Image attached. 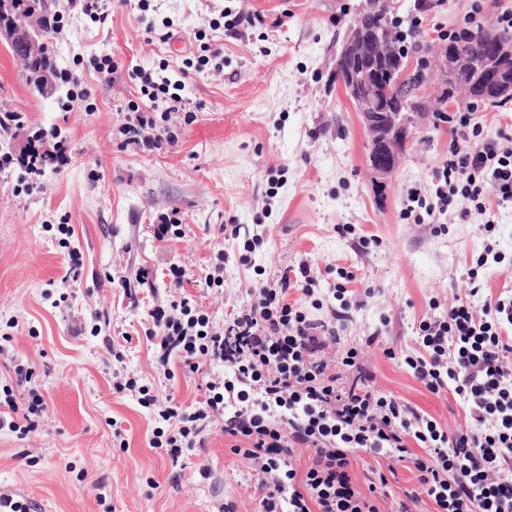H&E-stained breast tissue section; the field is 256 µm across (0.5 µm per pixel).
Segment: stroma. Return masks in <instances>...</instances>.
<instances>
[{"label": "stroma", "mask_w": 512, "mask_h": 512, "mask_svg": "<svg viewBox=\"0 0 512 512\" xmlns=\"http://www.w3.org/2000/svg\"><path fill=\"white\" fill-rule=\"evenodd\" d=\"M389 20L422 10L430 24L423 42L436 53L446 40L433 24H455L471 6L497 29L498 9L512 0H386ZM106 21L49 0L48 30L57 69L79 74L87 100L40 96L24 66L0 44V113L17 112L19 125L0 129V388L25 404L38 386L48 411L26 436L0 430V495L26 502L32 512H253L256 474L230 450L221 424L205 435L202 451L172 459L150 445L155 422L132 393L117 392V364L153 388L159 399L195 406L205 373L164 376L149 337L150 313L184 294L209 312L215 326L249 298L259 277L305 262L320 290L354 275L357 301L341 330L363 348L376 387L427 413L449 433L466 431L468 415L451 393L434 394L400 361L415 349V328L432 303L468 299L472 284L498 294L512 284V203L460 219L461 195L444 214L408 217L412 194L430 198L435 170L448 156L454 117L469 115L490 140L512 136V99L490 105L448 102V121L432 110L443 88H423L425 109L394 174H372L361 116L336 77V52L349 25L370 0H103ZM243 15L235 27L229 16ZM224 47L222 69L207 68L187 83L185 111L165 126L177 136L162 150L124 141L123 127L141 85L138 65L160 75L162 60L182 62L205 46ZM112 56L120 69L102 80L93 62ZM48 133L41 143L32 136ZM52 155L41 188L28 190L17 163L29 145ZM179 212L184 235L159 237L161 216ZM493 221L495 231L482 226ZM261 225L263 244L240 265L243 243L221 225ZM493 243L504 261L476 269ZM226 254L224 285L205 276ZM188 271L182 292L167 269ZM76 269V281L66 280ZM383 345L366 346L372 334ZM30 364L31 384L18 383L15 363ZM208 466L200 475V466ZM388 485L376 494L379 512H396L418 493L412 463L360 454L352 476L367 489L377 473Z\"/></svg>", "instance_id": "obj_1"}]
</instances>
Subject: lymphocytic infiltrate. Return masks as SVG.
Masks as SVG:
<instances>
[{
	"instance_id": "1",
	"label": "lymphocytic infiltrate",
	"mask_w": 512,
	"mask_h": 512,
	"mask_svg": "<svg viewBox=\"0 0 512 512\" xmlns=\"http://www.w3.org/2000/svg\"><path fill=\"white\" fill-rule=\"evenodd\" d=\"M221 47L197 62H183L178 80L142 78L141 94L151 111L176 112L186 81L223 56ZM434 201L444 207L449 188H460L467 206L487 210L489 199L512 202V145L483 137L479 127L462 133L433 175ZM335 285L331 304L315 299L308 263L285 267L276 279L250 289V299L215 327L209 313L183 297L152 311L159 364L171 375L172 361L198 373L214 360L224 375L207 381L201 406L162 401L125 369L113 370L114 386L137 392L138 403L161 424L152 447L172 460L205 444L215 420L224 423L231 450L254 467V512H379L351 476L355 452L412 461L422 492L435 512H512V289L497 296L471 288L459 301L420 321L417 352L404 365L431 392L452 388L465 405L469 429L448 434L432 417L378 390L358 348L339 334L353 303ZM326 309L325 317L315 312ZM334 356H327V349ZM45 400L31 392L26 410L13 397L0 402V429L28 434L37 429ZM420 454H412L411 446ZM309 450L305 470L293 462Z\"/></svg>"
}]
</instances>
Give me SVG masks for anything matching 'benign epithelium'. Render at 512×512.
<instances>
[{
  "label": "benign epithelium",
  "instance_id": "1",
  "mask_svg": "<svg viewBox=\"0 0 512 512\" xmlns=\"http://www.w3.org/2000/svg\"><path fill=\"white\" fill-rule=\"evenodd\" d=\"M23 45L30 55L47 46L46 33L35 18H15L11 0H0V41ZM387 27L365 28L357 20L349 29L337 56L347 62L341 81L347 97L360 113L370 138L369 166L381 178L390 177L398 167L403 149L412 135L407 110L394 112L389 102L404 81L405 74L388 79L392 72ZM465 71L469 79L458 87V99L494 100L512 96V42L484 31L472 46H457L439 53L429 82L452 80Z\"/></svg>",
  "mask_w": 512,
  "mask_h": 512
}]
</instances>
